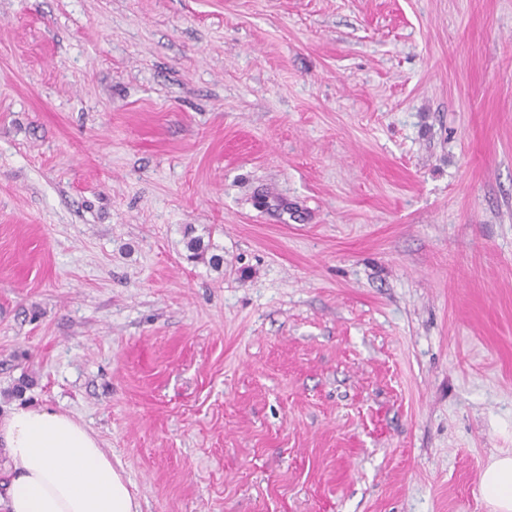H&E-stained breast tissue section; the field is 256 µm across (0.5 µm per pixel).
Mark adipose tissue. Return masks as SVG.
I'll return each mask as SVG.
<instances>
[{
  "instance_id": "1",
  "label": "adipose tissue",
  "mask_w": 512,
  "mask_h": 512,
  "mask_svg": "<svg viewBox=\"0 0 512 512\" xmlns=\"http://www.w3.org/2000/svg\"><path fill=\"white\" fill-rule=\"evenodd\" d=\"M9 458L6 512H139L131 481L97 437L68 415L18 407L0 423ZM481 491L495 512H512V454L493 458Z\"/></svg>"
}]
</instances>
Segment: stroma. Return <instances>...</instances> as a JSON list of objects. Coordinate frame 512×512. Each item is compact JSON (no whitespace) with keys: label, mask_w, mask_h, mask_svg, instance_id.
Returning <instances> with one entry per match:
<instances>
[{"label":"stroma","mask_w":512,"mask_h":512,"mask_svg":"<svg viewBox=\"0 0 512 512\" xmlns=\"http://www.w3.org/2000/svg\"><path fill=\"white\" fill-rule=\"evenodd\" d=\"M24 405L141 512H492L512 0H0V422Z\"/></svg>","instance_id":"1"}]
</instances>
